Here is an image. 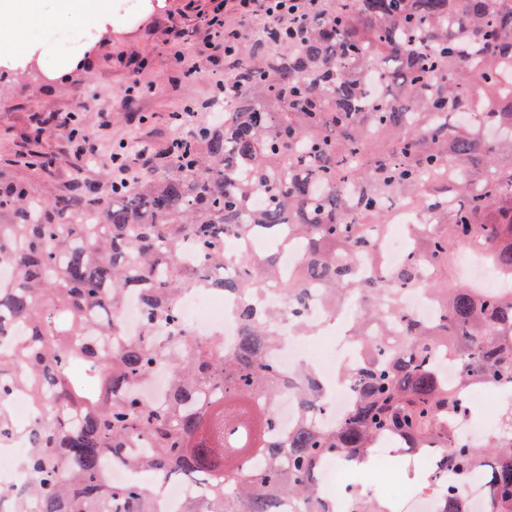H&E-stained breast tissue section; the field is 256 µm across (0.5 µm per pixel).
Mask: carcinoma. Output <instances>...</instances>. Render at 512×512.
Here are the masks:
<instances>
[{"label":"carcinoma","mask_w":512,"mask_h":512,"mask_svg":"<svg viewBox=\"0 0 512 512\" xmlns=\"http://www.w3.org/2000/svg\"><path fill=\"white\" fill-rule=\"evenodd\" d=\"M320 17L241 49L243 77L226 98L224 123L182 143L174 174L150 170L92 203L75 186L53 199L0 181V442L17 428L8 399L27 392L49 415L29 432L26 483L0 494V512H156L155 487L189 476L202 496L181 512H336L318 488L327 457L364 471L370 449L397 439L439 448L429 483L434 512H470L462 480L486 485L490 512H512V402L483 444L456 435L476 383L512 389V0H320ZM484 109L454 124L470 87ZM428 217L407 260L386 270L376 238L397 199ZM301 248L297 271L276 255ZM481 253L504 287L441 285L448 248ZM361 254L373 274L357 280ZM431 282L435 319L415 320L399 292ZM331 300L356 296L349 328L366 351L346 416L319 426L325 389L298 370L299 409L284 432L272 405L288 383L275 359V315L261 289L288 295L304 322L305 282ZM134 288L140 330L121 312ZM239 296L237 347L201 340L182 322L189 289ZM456 365L441 377L437 355ZM169 373L159 402L140 391ZM112 462L148 474L114 484ZM348 512H390L382 498L349 488Z\"/></svg>","instance_id":"1"}]
</instances>
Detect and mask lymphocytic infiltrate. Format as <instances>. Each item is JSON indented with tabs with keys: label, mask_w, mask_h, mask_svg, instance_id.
I'll return each instance as SVG.
<instances>
[{
	"label": "lymphocytic infiltrate",
	"mask_w": 512,
	"mask_h": 512,
	"mask_svg": "<svg viewBox=\"0 0 512 512\" xmlns=\"http://www.w3.org/2000/svg\"><path fill=\"white\" fill-rule=\"evenodd\" d=\"M317 4L318 0H238V17L232 22L225 20L221 7H214L206 21L207 36L198 47L197 54L206 58L218 54L223 56V67L210 73V81L216 92L202 102L169 112L167 121L173 135L164 150L158 151L148 146L136 155L125 157L121 151L126 148V141H113L106 133L85 136L74 128L70 131L71 138L82 139L85 158H108L112 181L116 184L130 183L142 171L164 166L168 161L177 159L181 135L195 133L208 125L210 118L221 113V94L230 90L239 76L235 63L250 20L259 16L272 27L299 23L316 14Z\"/></svg>",
	"instance_id": "lymphocytic-infiltrate-1"
}]
</instances>
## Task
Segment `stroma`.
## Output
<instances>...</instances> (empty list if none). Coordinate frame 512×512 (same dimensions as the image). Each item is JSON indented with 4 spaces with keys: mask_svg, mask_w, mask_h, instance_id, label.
I'll list each match as a JSON object with an SVG mask.
<instances>
[{
    "mask_svg": "<svg viewBox=\"0 0 512 512\" xmlns=\"http://www.w3.org/2000/svg\"><path fill=\"white\" fill-rule=\"evenodd\" d=\"M211 7V0H195L191 9L186 0H96L95 10L83 16L93 37L75 52L63 80L23 77L33 57L51 74L60 67L45 50L40 23H16L14 54L0 60V69L13 75L10 82L0 83V178L45 198L66 193L71 169L82 165L79 142L70 140L54 120L59 112H77L86 133H97L107 123L114 139L138 136L164 149L170 135L168 113L212 92V62L197 59L200 73L188 80L176 59L177 32L202 42L205 31L197 14ZM134 76L144 92L128 107L116 96ZM82 169L83 179L92 184L90 196L105 200L110 193L108 165ZM427 475L428 464L417 454L399 457L390 475L372 468L356 473L355 479L364 489L384 495L393 512H407Z\"/></svg>",
    "mask_w": 512,
    "mask_h": 512,
    "instance_id": "stroma-1",
    "label": "stroma"
}]
</instances>
